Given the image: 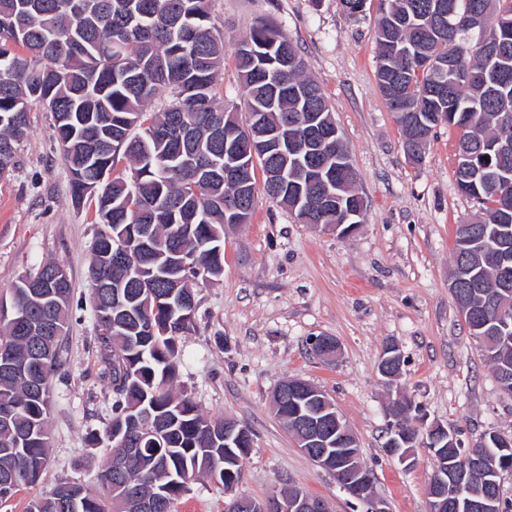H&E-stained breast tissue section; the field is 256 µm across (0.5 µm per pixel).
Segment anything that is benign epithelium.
<instances>
[{"instance_id": "benign-epithelium-1", "label": "benign epithelium", "mask_w": 512, "mask_h": 512, "mask_svg": "<svg viewBox=\"0 0 512 512\" xmlns=\"http://www.w3.org/2000/svg\"><path fill=\"white\" fill-rule=\"evenodd\" d=\"M224 153L228 154V157L224 159V178L230 179L241 170L239 158L235 146L232 144H224ZM362 218L363 212L349 211L344 214L341 223L327 224L325 228L345 237L356 230L358 224L362 223ZM294 417L309 429L308 440L298 443V447L313 462L326 469L329 468L330 449H336V467L329 469L336 476L340 485L353 498L367 497L369 512H388L385 502L370 493L369 475L360 465L344 461L347 454L342 452V448L334 447V444L341 443L343 439L348 440L347 447H359L358 441L348 425L342 423L340 414L336 413L322 418L318 413H303L302 408L297 404ZM458 476L459 472L451 463L445 469V474L438 476L429 485L430 512H448L450 509L459 510L472 507L470 501L464 500V497L472 495V492L457 480ZM249 507L254 512H328L326 503L322 499L311 496L302 490L294 495L273 493L263 500H251Z\"/></svg>"}]
</instances>
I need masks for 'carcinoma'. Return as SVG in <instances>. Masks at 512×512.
Returning <instances> with one entry per match:
<instances>
[{
	"mask_svg": "<svg viewBox=\"0 0 512 512\" xmlns=\"http://www.w3.org/2000/svg\"><path fill=\"white\" fill-rule=\"evenodd\" d=\"M432 2L379 0L378 88L406 134L411 112L431 127L444 114L450 127L472 123L460 149L481 176L469 178L458 161L454 175L478 211L466 233L455 236L453 267L463 275L457 293L474 314L464 318L470 335L497 380L512 383V277L497 276L494 259L498 251L512 257V182L497 180L512 172V149L494 148L512 131V0H447L452 16L441 28L430 23ZM473 10L487 16L482 35L463 23ZM483 37L499 42L497 57L481 54ZM449 52L462 57L457 71L421 68L418 56ZM225 53L208 0H0V176L14 167L15 145L38 107L53 116L73 201L92 193L98 174L112 176L97 189L95 223L102 230L89 265L101 375L115 394L111 419L91 441L110 453L95 484L60 482L31 497L25 512H151L157 501L173 507L200 478L239 483L250 440L236 431L224 438V419L203 415L192 397L172 390L180 340L193 326L194 286L223 274L224 225L235 216L248 223L255 209L248 201L227 212L241 192L224 182V134L236 130L246 143L280 127L303 154L309 114L327 126L335 122L304 62L285 66V58L299 57L288 36L259 20L231 51L249 109L242 124L214 93ZM165 93L172 94L168 107L150 111ZM326 152L330 188L345 206L364 205L356 172L334 174L336 140ZM121 159L131 164L126 176L114 175ZM246 162L250 191L255 168L265 174L281 165L260 151ZM304 167L288 161L280 189L266 181L265 194L301 224L336 223V210L316 207L324 185L308 181ZM42 274L19 278L10 289V314L0 315V361L19 365L0 374V407L14 408L10 423L0 424V505L41 482L50 448L51 380L63 365L74 307L72 288L43 282ZM179 280L181 302L169 297ZM32 360L45 381L40 391L24 370ZM288 391L304 408H328L292 380ZM410 410L407 399L389 407L391 422L410 429ZM427 440L436 470L470 455L496 497V512H512L500 494L501 474L512 471V445L494 431L471 448L452 444L438 429L427 431Z\"/></svg>",
	"mask_w": 512,
	"mask_h": 512,
	"instance_id": "cac0c4a2",
	"label": "carcinoma"
}]
</instances>
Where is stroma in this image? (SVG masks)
<instances>
[{
  "label": "stroma",
  "instance_id": "stroma-1",
  "mask_svg": "<svg viewBox=\"0 0 512 512\" xmlns=\"http://www.w3.org/2000/svg\"><path fill=\"white\" fill-rule=\"evenodd\" d=\"M210 4L226 45L260 19L288 35L333 108L365 210L362 224L342 237L299 223L258 195L250 222L225 231L223 276L196 289L174 389L203 414L249 429L253 448L237 494L263 498L296 487L323 499L330 512H366L298 448L272 410L273 389L297 378L335 403L389 512H429L434 458L417 449L408 467L384 449L392 393L378 363L386 344L399 348L397 386L427 423L458 431L467 445L488 431L512 436V397L501 393L450 291L455 227L476 211L455 183L457 133L438 126L421 163L405 155L401 129L377 86L375 9L353 17L341 0ZM69 180L50 114L33 109L15 166L0 176V293L52 261L66 270L75 298L88 300L95 201L73 202ZM318 336L338 339L337 359L311 352ZM68 344L67 362L52 382L44 491L66 480L94 484L108 456L90 442L112 406L90 311L73 322ZM225 499L222 486L201 479L174 510L224 512Z\"/></svg>",
  "mask_w": 512,
  "mask_h": 512
}]
</instances>
